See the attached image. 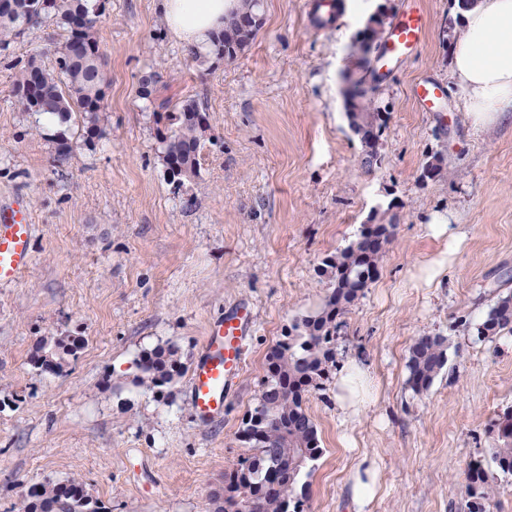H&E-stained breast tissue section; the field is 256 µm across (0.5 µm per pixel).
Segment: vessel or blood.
I'll return each mask as SVG.
<instances>
[{"label": "vessel or blood", "mask_w": 512, "mask_h": 512, "mask_svg": "<svg viewBox=\"0 0 512 512\" xmlns=\"http://www.w3.org/2000/svg\"><path fill=\"white\" fill-rule=\"evenodd\" d=\"M426 27V17L420 7L403 10L388 34L385 64L392 67L415 55ZM410 94L419 111L434 113L445 91L439 83L420 78L411 85ZM33 234L26 197L18 195L0 202V285L15 283L30 266ZM252 324L251 311L243 307L212 328L191 376L190 399L200 424L223 417L224 396L242 369L245 337Z\"/></svg>", "instance_id": "obj_1"}]
</instances>
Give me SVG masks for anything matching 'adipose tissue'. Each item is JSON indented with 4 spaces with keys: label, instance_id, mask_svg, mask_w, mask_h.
Segmentation results:
<instances>
[{
    "label": "adipose tissue",
    "instance_id": "ef3b65f1",
    "mask_svg": "<svg viewBox=\"0 0 512 512\" xmlns=\"http://www.w3.org/2000/svg\"><path fill=\"white\" fill-rule=\"evenodd\" d=\"M240 0H160L168 29L187 46L207 47L224 17ZM465 30L451 48V71L467 96L474 126L489 129L512 108V0H476L464 13ZM361 364L350 363L336 383V403L345 417L363 413L372 403L358 394L355 378H367Z\"/></svg>",
    "mask_w": 512,
    "mask_h": 512
}]
</instances>
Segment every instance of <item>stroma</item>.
<instances>
[{
    "mask_svg": "<svg viewBox=\"0 0 512 512\" xmlns=\"http://www.w3.org/2000/svg\"><path fill=\"white\" fill-rule=\"evenodd\" d=\"M421 51L382 85L390 103L382 165L368 173L343 111L340 71L363 14L344 6L314 32L306 0H263L264 26L232 63L199 62L171 34L156 0H107L97 27L110 86L107 134L54 159L49 126L24 111L15 77L34 53L52 63L63 41L45 20L0 55V198L27 197L33 262L0 287V512H21L32 485L77 478L106 512H208L210 494L251 450L241 437L268 350L295 318L318 310L323 260L355 239L373 210L399 217L374 279L341 317L336 361L364 362L377 391L343 419L335 378L305 394L324 455L309 479L313 512H353L348 478L361 456L380 470L368 512H460L467 469L489 474L493 512H512V477L492 462L491 431L512 407V333L474 327L512 293V118L475 128L441 41L463 33L454 0H419ZM159 79L137 96L144 70ZM420 77L444 83L446 121L408 96ZM192 96L209 130L199 174L170 185L153 106ZM442 174L423 178L428 157ZM452 216L465 235L439 287L419 268L445 248L428 226ZM251 304L257 324L223 419L198 424L189 399L207 326ZM448 339L449 372L422 393L408 383L414 339ZM80 336L65 371L35 368L46 336ZM166 343L186 367L154 397L135 361ZM352 437L355 450L344 447Z\"/></svg>",
    "mask_w": 512,
    "mask_h": 512,
    "instance_id": "stroma-1",
    "label": "stroma"
}]
</instances>
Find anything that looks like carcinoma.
Masks as SVG:
<instances>
[{
	"mask_svg": "<svg viewBox=\"0 0 512 512\" xmlns=\"http://www.w3.org/2000/svg\"><path fill=\"white\" fill-rule=\"evenodd\" d=\"M18 10L11 16L0 12V52L10 49L12 38L28 26L51 18L66 37L51 66L37 54L29 56L14 81L17 102L28 112L58 119L61 129L51 142L55 160L64 163L74 151L91 147L105 134L103 103L109 87L97 37L103 13L99 0H47L40 12L27 10L30 0H14ZM258 0H242L239 8L224 17V28L214 37L209 54L232 62L249 50L263 27ZM356 72H342L344 110L351 130L362 145L361 166L371 172L382 162L375 130L385 132L380 93L363 88ZM158 74L142 72L139 98L150 100ZM78 120L80 135L69 133ZM164 129L158 132V150L169 182L181 185L198 175L205 133L206 113L194 97L177 102L159 115ZM395 215L381 223L362 225L357 238L323 260V272L331 274L329 294L316 313L293 320L287 335L267 354V374L260 401L247 415L243 438L253 453L242 458L224 479V488L210 496L211 512H311L308 478L322 458L318 429L303 406L307 387L328 375L335 363L338 318L373 280L372 270L382 258L384 246L394 235ZM512 333V295L492 304L476 327L477 336L493 339ZM83 347L80 336L42 340L33 359L38 368L53 366L58 375ZM448 338L440 334L418 337L409 349L408 382L413 391L428 390L448 370ZM136 367L139 383L160 396L163 388L181 373L179 348L174 344L145 352ZM493 462L505 476H512V411L503 413L493 437ZM492 495L482 464L468 468L467 498L461 512H491ZM22 512H101L76 479L48 480L31 486Z\"/></svg>",
	"mask_w": 512,
	"mask_h": 512,
	"instance_id": "carcinoma-1",
	"label": "carcinoma"
}]
</instances>
